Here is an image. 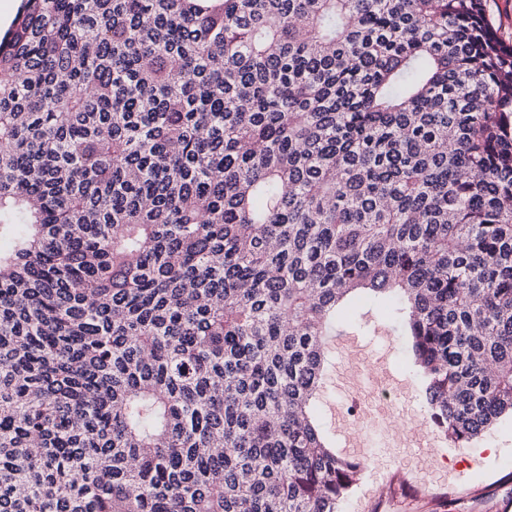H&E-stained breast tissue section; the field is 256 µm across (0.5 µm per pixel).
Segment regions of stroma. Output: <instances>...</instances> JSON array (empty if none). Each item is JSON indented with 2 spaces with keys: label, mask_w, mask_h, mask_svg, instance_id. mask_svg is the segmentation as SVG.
<instances>
[{
  "label": "stroma",
  "mask_w": 512,
  "mask_h": 512,
  "mask_svg": "<svg viewBox=\"0 0 512 512\" xmlns=\"http://www.w3.org/2000/svg\"><path fill=\"white\" fill-rule=\"evenodd\" d=\"M357 312L359 319L349 328V341L328 343L329 367L317 408L332 445L338 449L343 446L332 408L343 394L348 366L344 349L349 345L364 349L370 356L386 353L390 367L408 383L396 416L412 433L433 431L423 405L421 380L398 322L367 298L359 301ZM377 323L388 327L389 339H374L373 326ZM477 444L493 449V458L475 454L472 445L454 447L444 440L423 452L412 447L381 448L374 453L356 449L364 468L342 512H512V421L502 420Z\"/></svg>",
  "instance_id": "35a3bbf8"
}]
</instances>
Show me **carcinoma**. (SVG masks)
Here are the masks:
<instances>
[{
    "instance_id": "cac0c4a2",
    "label": "carcinoma",
    "mask_w": 512,
    "mask_h": 512,
    "mask_svg": "<svg viewBox=\"0 0 512 512\" xmlns=\"http://www.w3.org/2000/svg\"><path fill=\"white\" fill-rule=\"evenodd\" d=\"M368 294L432 423L512 417V47L484 0H22L0 35V512H341Z\"/></svg>"
}]
</instances>
